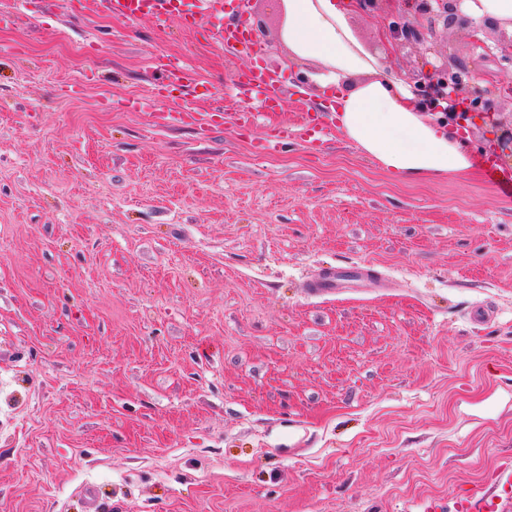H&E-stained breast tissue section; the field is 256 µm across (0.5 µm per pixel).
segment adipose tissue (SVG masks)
<instances>
[{
    "instance_id": "ef3b65f1",
    "label": "adipose tissue",
    "mask_w": 512,
    "mask_h": 512,
    "mask_svg": "<svg viewBox=\"0 0 512 512\" xmlns=\"http://www.w3.org/2000/svg\"><path fill=\"white\" fill-rule=\"evenodd\" d=\"M288 26L284 37L295 55L318 60L327 72L315 80L334 91L339 128L364 153L398 180L418 182L471 168L463 141L451 138L443 124L426 118L410 86L374 66L373 78L348 86V75L362 70L363 62L348 44L341 23L344 0H286Z\"/></svg>"
}]
</instances>
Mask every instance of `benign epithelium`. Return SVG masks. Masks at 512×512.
Returning <instances> with one entry per match:
<instances>
[{"instance_id": "7a95c632", "label": "benign epithelium", "mask_w": 512, "mask_h": 512, "mask_svg": "<svg viewBox=\"0 0 512 512\" xmlns=\"http://www.w3.org/2000/svg\"><path fill=\"white\" fill-rule=\"evenodd\" d=\"M388 0H356V10L373 12L382 19V28L386 37L382 44L389 48L404 44H424L433 34L435 23L441 19L445 26L460 25L468 30L469 50L482 57L494 54L499 60L512 64V21L502 22L486 17L477 22L462 10L464 0H435L436 8L422 5L421 0H400L403 14L398 20L385 10ZM427 71L413 76L419 95L436 98L453 87L457 96H467L471 111L459 114L464 121L471 114L490 117L500 110L501 104L485 97L484 92L475 85L477 77L468 71L458 49L448 46L442 57L431 62L425 61Z\"/></svg>"}]
</instances>
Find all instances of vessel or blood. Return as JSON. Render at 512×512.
I'll return each mask as SVG.
<instances>
[{"label":"vessel or blood","mask_w":512,"mask_h":512,"mask_svg":"<svg viewBox=\"0 0 512 512\" xmlns=\"http://www.w3.org/2000/svg\"><path fill=\"white\" fill-rule=\"evenodd\" d=\"M108 13L131 21L150 19L158 24L176 21L182 29L201 33L215 43L222 45L226 52H236L248 41L244 28L228 29L222 21L224 0H97ZM198 74L187 64L172 62L165 66L156 83L157 90L169 89L171 85L188 88L196 85ZM237 88L250 102L269 111L279 104L274 78L266 72L251 70L242 74ZM367 268L360 267L351 272L336 271L321 275L316 288L333 291L347 287L353 281L368 279ZM460 512H497L498 496L493 491H476L459 506Z\"/></svg>","instance_id":"b4317fda"}]
</instances>
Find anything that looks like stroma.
I'll return each mask as SVG.
<instances>
[{
  "label": "stroma",
  "mask_w": 512,
  "mask_h": 512,
  "mask_svg": "<svg viewBox=\"0 0 512 512\" xmlns=\"http://www.w3.org/2000/svg\"><path fill=\"white\" fill-rule=\"evenodd\" d=\"M350 45L407 80L432 46ZM229 57L176 22L80 0H0V512H458L512 471V198L472 167L395 181L328 122L283 39L282 0L224 11ZM180 59L190 90L154 99ZM262 65L280 104L250 129L156 125L155 104L242 111ZM295 140L261 152L267 134ZM370 265L385 285L316 293ZM197 82L198 74L190 66L181 62H170L165 65L154 90L157 96L162 98V91L169 89L172 84H177L184 89L196 85ZM369 270L364 267H359L352 272L336 270V272L321 275L314 283V288H319L321 291H335L336 293L341 288H357L358 285L350 284L348 282L362 281L369 279Z\"/></svg>",
  "instance_id": "stroma-1"
}]
</instances>
